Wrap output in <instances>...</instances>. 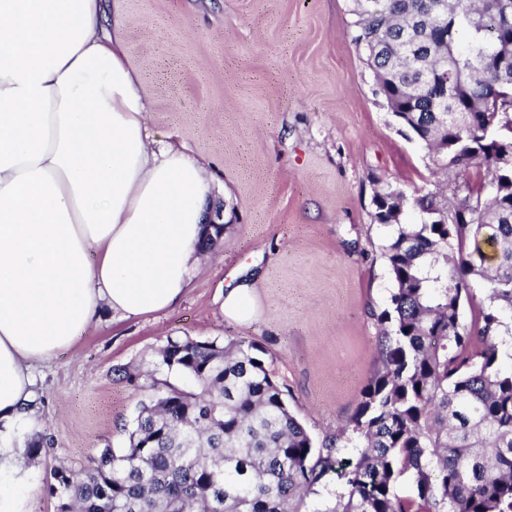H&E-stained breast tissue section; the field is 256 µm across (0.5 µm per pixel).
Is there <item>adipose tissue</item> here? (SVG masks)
<instances>
[{
  "mask_svg": "<svg viewBox=\"0 0 512 512\" xmlns=\"http://www.w3.org/2000/svg\"><path fill=\"white\" fill-rule=\"evenodd\" d=\"M125 26L108 0H0V512H29L34 368L101 309L171 307L199 260L211 175L153 148Z\"/></svg>",
  "mask_w": 512,
  "mask_h": 512,
  "instance_id": "1",
  "label": "adipose tissue"
}]
</instances>
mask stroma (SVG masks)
Masks as SVG:
<instances>
[{"label":"stroma","mask_w":512,"mask_h":512,"mask_svg":"<svg viewBox=\"0 0 512 512\" xmlns=\"http://www.w3.org/2000/svg\"><path fill=\"white\" fill-rule=\"evenodd\" d=\"M149 126L205 163L226 229L184 297L138 319L102 310L37 366L48 439L29 457L30 512H56L50 471L124 448L141 393L114 371L150 369L167 337L255 343L314 445L355 414L380 362L375 315L393 285L374 219L386 184L456 204L485 167L438 170L398 133L351 42L352 0H121ZM255 272L258 316L224 317V291Z\"/></svg>","instance_id":"35a3bbf8"}]
</instances>
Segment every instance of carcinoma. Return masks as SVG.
<instances>
[{
  "mask_svg": "<svg viewBox=\"0 0 512 512\" xmlns=\"http://www.w3.org/2000/svg\"><path fill=\"white\" fill-rule=\"evenodd\" d=\"M368 4L353 0L352 43L402 135L438 169L487 177L452 209L422 188L374 195L395 288L359 409L316 448L254 344L169 338L152 370L123 371L146 394L126 447L53 472L57 512H307L329 472L343 492L325 512H512V370L498 362L512 335V170L495 158L512 146V0ZM409 209L420 222H403ZM473 277L486 296L468 325Z\"/></svg>",
  "mask_w": 512,
  "mask_h": 512,
  "instance_id": "carcinoma-1",
  "label": "carcinoma"
}]
</instances>
